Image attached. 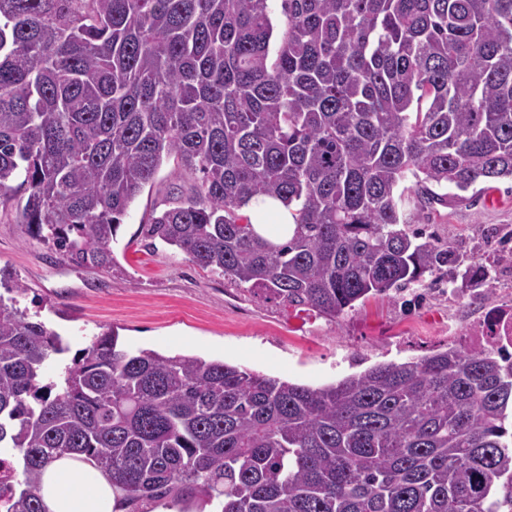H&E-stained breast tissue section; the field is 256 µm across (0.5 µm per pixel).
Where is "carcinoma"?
I'll list each match as a JSON object with an SVG mask.
<instances>
[{
    "label": "carcinoma",
    "mask_w": 512,
    "mask_h": 512,
    "mask_svg": "<svg viewBox=\"0 0 512 512\" xmlns=\"http://www.w3.org/2000/svg\"><path fill=\"white\" fill-rule=\"evenodd\" d=\"M0 0V205L79 265H112L164 161L195 174L145 235L337 318L455 265L400 210L512 178V0ZM295 207L276 245L242 207ZM0 299V512H46L64 457L112 512H512V354L449 347L311 387L96 337ZM21 456L23 479L13 458Z\"/></svg>",
    "instance_id": "cac0c4a2"
}]
</instances>
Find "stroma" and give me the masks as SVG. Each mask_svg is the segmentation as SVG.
<instances>
[{
  "mask_svg": "<svg viewBox=\"0 0 512 512\" xmlns=\"http://www.w3.org/2000/svg\"><path fill=\"white\" fill-rule=\"evenodd\" d=\"M193 182L165 161L123 217L106 269L64 260L20 224L16 205L0 206V270L22 287L21 306L37 304L40 320L69 344L48 377L57 378L96 336L113 332L132 352L194 355L318 387L377 363L471 347L491 310L512 308L511 179L448 188L445 204L430 208L411 194L401 204L410 224L489 268L481 286L460 287L444 272L336 319L266 299L144 237L142 226L153 208H165L169 186Z\"/></svg>",
  "mask_w": 512,
  "mask_h": 512,
  "instance_id": "35a3bbf8",
  "label": "stroma"
}]
</instances>
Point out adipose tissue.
<instances>
[{"instance_id": "obj_1", "label": "adipose tissue", "mask_w": 512, "mask_h": 512, "mask_svg": "<svg viewBox=\"0 0 512 512\" xmlns=\"http://www.w3.org/2000/svg\"><path fill=\"white\" fill-rule=\"evenodd\" d=\"M243 214L255 231L273 243L287 240L294 228V210L272 197H254ZM39 494L47 512H112V488L97 470L60 460L48 467Z\"/></svg>"}]
</instances>
